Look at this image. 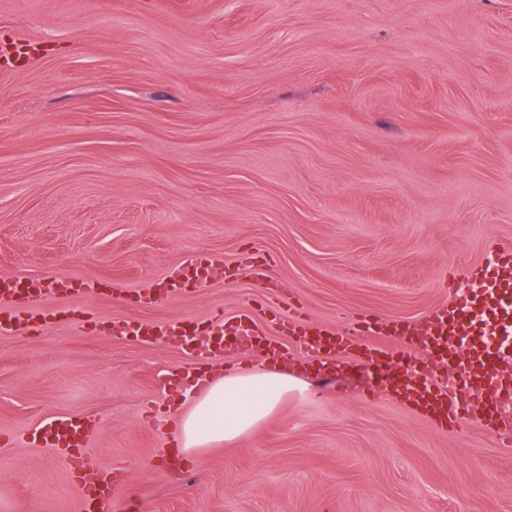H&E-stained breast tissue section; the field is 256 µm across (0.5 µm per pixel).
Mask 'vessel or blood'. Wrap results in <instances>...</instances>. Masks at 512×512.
<instances>
[{"instance_id":"vessel-or-blood-1","label":"vessel or blood","mask_w":512,"mask_h":512,"mask_svg":"<svg viewBox=\"0 0 512 512\" xmlns=\"http://www.w3.org/2000/svg\"><path fill=\"white\" fill-rule=\"evenodd\" d=\"M220 255L200 253L185 257L168 269L161 288L138 294L142 305L156 303L161 290H174L197 276L208 283L214 269L223 267ZM92 282L67 276L51 281L32 280L17 288L10 277L0 278V333L17 329H48L69 309L48 303V293L62 297L96 293ZM113 328L130 339L150 344L160 340L179 350L183 361L159 382L167 391L174 378L193 372L196 366L224 358V345L216 335L232 332L237 353L262 349L268 359L281 362L289 345H296L308 365L329 372L346 358L371 366H393L397 375L390 394L402 403L423 409L441 425L476 423L489 431L503 448L512 447V417L504 402L512 403V247L494 245L476 266L469 288L435 306L412 323L390 324L362 318L357 336L332 328L311 327L295 314L281 317L277 338H269L249 315L225 319L215 313L208 321V341L185 343L182 321H113ZM95 425L88 416L56 418L31 434L30 439L59 450L69 462L82 498L80 512H109V506L126 481L118 467L104 468L88 450Z\"/></svg>"}]
</instances>
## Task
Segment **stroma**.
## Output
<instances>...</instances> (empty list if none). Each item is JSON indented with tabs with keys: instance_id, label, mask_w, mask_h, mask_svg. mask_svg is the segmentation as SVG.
Returning a JSON list of instances; mask_svg holds the SVG:
<instances>
[{
	"instance_id": "1",
	"label": "stroma",
	"mask_w": 512,
	"mask_h": 512,
	"mask_svg": "<svg viewBox=\"0 0 512 512\" xmlns=\"http://www.w3.org/2000/svg\"><path fill=\"white\" fill-rule=\"evenodd\" d=\"M1 35L37 51L0 62V275L97 282L68 301L90 321H410L512 244V0H0ZM194 251L232 280L136 302ZM182 359L67 320L0 334V512H79L22 437L80 414L127 472L111 512H512V455L392 399L389 368L303 376L171 475L145 406Z\"/></svg>"
}]
</instances>
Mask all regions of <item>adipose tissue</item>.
Returning <instances> with one entry per match:
<instances>
[{
	"label": "adipose tissue",
	"mask_w": 512,
	"mask_h": 512,
	"mask_svg": "<svg viewBox=\"0 0 512 512\" xmlns=\"http://www.w3.org/2000/svg\"><path fill=\"white\" fill-rule=\"evenodd\" d=\"M297 386L288 374L267 370L257 362L227 371L203 393L187 390L188 406L175 420L180 454L189 458L199 449L250 433Z\"/></svg>",
	"instance_id": "obj_1"
}]
</instances>
